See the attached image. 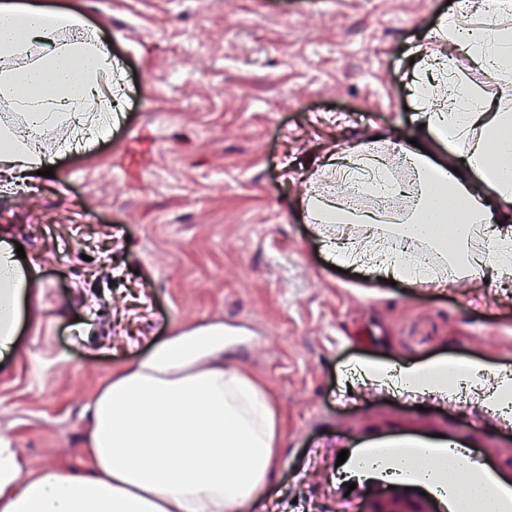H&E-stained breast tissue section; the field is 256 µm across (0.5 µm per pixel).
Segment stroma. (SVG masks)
<instances>
[{
  "label": "stroma",
  "instance_id": "stroma-1",
  "mask_svg": "<svg viewBox=\"0 0 512 512\" xmlns=\"http://www.w3.org/2000/svg\"><path fill=\"white\" fill-rule=\"evenodd\" d=\"M77 7L122 93L109 137L48 151L55 175L0 186V229L41 300L0 360V432L31 468L81 469L86 404L174 327L220 323L225 362L272 393L285 430L263 512H340L313 448L369 429L481 426L477 397L418 410L356 384L357 361L478 359L512 373V288L375 287L328 266L300 213L323 153L409 130L416 51L449 0H30Z\"/></svg>",
  "mask_w": 512,
  "mask_h": 512
}]
</instances>
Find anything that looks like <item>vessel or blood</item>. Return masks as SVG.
I'll list each match as a JSON object with an SVG mask.
<instances>
[{"label": "vessel or blood", "instance_id": "obj_1", "mask_svg": "<svg viewBox=\"0 0 512 512\" xmlns=\"http://www.w3.org/2000/svg\"><path fill=\"white\" fill-rule=\"evenodd\" d=\"M340 470L345 512H460L461 498L449 476L455 460L470 481L487 493L470 512H512V448H482L473 432L455 429L445 437L428 432L370 433L353 440ZM436 461L420 473L408 468L417 458Z\"/></svg>", "mask_w": 512, "mask_h": 512}]
</instances>
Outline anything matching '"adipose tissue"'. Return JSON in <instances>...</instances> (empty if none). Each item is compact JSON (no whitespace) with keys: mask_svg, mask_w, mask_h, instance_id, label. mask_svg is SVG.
Instances as JSON below:
<instances>
[{"mask_svg":"<svg viewBox=\"0 0 512 512\" xmlns=\"http://www.w3.org/2000/svg\"><path fill=\"white\" fill-rule=\"evenodd\" d=\"M469 24L441 19L407 84L411 134L378 132L329 153L330 182L302 201L328 259L363 266L374 278L414 288L465 282L512 283V0H470ZM62 28L43 8L0 0V173L45 169L46 143L77 145L112 127L116 95L106 50L79 29ZM492 76L493 97L457 79L454 55ZM369 175L372 194L412 199L410 209L350 208L340 176ZM0 240V355L14 351L37 281ZM430 263H422V255ZM488 365L445 359L402 365L366 361L362 385L396 386L443 402L460 386L481 393L483 409L506 417L512 378L484 388ZM82 454L87 469L63 462L30 469L15 440L0 435V512H258L283 436L264 385L224 360L220 323L177 328L131 363L112 370L89 400Z\"/></svg>","mask_w":512,"mask_h":512,"instance_id":"obj_1","label":"adipose tissue"}]
</instances>
